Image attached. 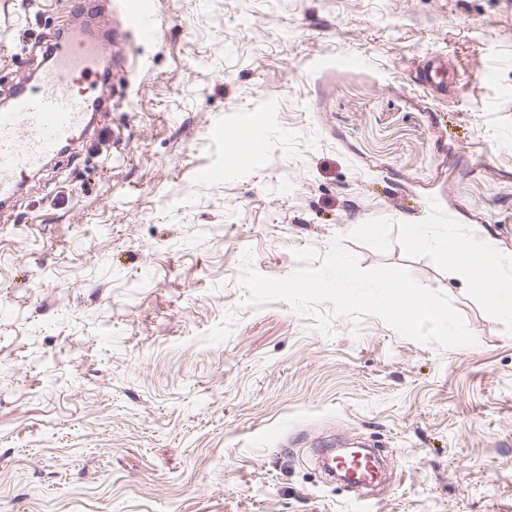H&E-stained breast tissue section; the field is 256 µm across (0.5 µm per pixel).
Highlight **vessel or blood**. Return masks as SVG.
<instances>
[{
    "label": "vessel or blood",
    "instance_id": "b4317fda",
    "mask_svg": "<svg viewBox=\"0 0 512 512\" xmlns=\"http://www.w3.org/2000/svg\"><path fill=\"white\" fill-rule=\"evenodd\" d=\"M123 12L144 40L157 35L150 0H123ZM106 43L83 30L70 31L54 47L53 61L35 83L15 88L0 109V201L12 198L26 174L77 144L90 126L89 109L105 99L100 72Z\"/></svg>",
    "mask_w": 512,
    "mask_h": 512
}]
</instances>
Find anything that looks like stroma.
Segmentation results:
<instances>
[{"label":"stroma","instance_id":"35a3bbf8","mask_svg":"<svg viewBox=\"0 0 512 512\" xmlns=\"http://www.w3.org/2000/svg\"><path fill=\"white\" fill-rule=\"evenodd\" d=\"M80 6L0 0V94L84 18L121 59L0 219V512H512V334L461 276L348 244L451 298L452 349L241 283L434 202L512 256V0H152L151 41ZM442 64L460 83L423 87ZM357 441L393 472L366 500L316 463Z\"/></svg>","mask_w":512,"mask_h":512}]
</instances>
